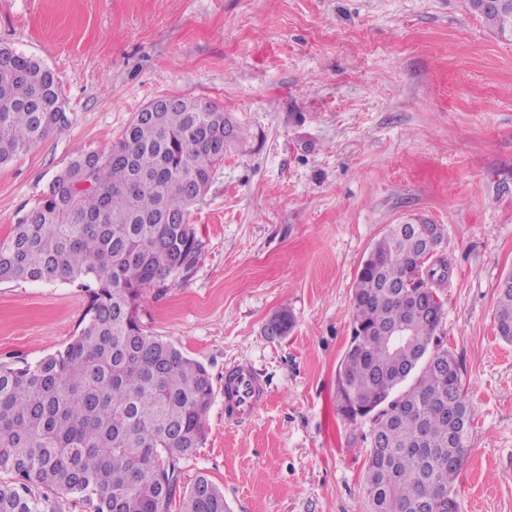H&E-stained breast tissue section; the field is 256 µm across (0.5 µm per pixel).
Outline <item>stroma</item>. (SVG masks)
<instances>
[{"instance_id":"obj_1","label":"stroma","mask_w":512,"mask_h":512,"mask_svg":"<svg viewBox=\"0 0 512 512\" xmlns=\"http://www.w3.org/2000/svg\"><path fill=\"white\" fill-rule=\"evenodd\" d=\"M0 45L57 75L71 120L0 165V237L78 151L107 153L162 95H204L253 135L225 153L190 221L188 276L146 288L147 332L212 374L207 475L231 512H365L371 422L337 415L358 267L387 225H445L440 334L474 413L460 512H512V343L495 322L512 273V42L463 0H0ZM77 283L0 282V362L63 349ZM288 335L268 336L281 308ZM244 363L267 402L224 418V371Z\"/></svg>"}]
</instances>
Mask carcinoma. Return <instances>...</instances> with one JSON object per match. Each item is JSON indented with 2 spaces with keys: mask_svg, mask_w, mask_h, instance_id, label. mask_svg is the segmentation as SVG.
I'll return each mask as SVG.
<instances>
[{
  "mask_svg": "<svg viewBox=\"0 0 512 512\" xmlns=\"http://www.w3.org/2000/svg\"><path fill=\"white\" fill-rule=\"evenodd\" d=\"M512 34V9L482 10ZM69 123L56 74L0 46V164ZM250 132L216 102L174 95L135 113L108 153L79 151L30 216L0 237V281L79 282L83 325L62 349L23 367L0 363V512H59L71 496L89 512H230L205 474L180 489L184 464L203 447L213 378L201 362L148 334L139 302L149 286L188 273L202 248L190 208L209 187L224 150ZM417 281L405 283L407 269ZM447 277L442 258L391 224L354 282L350 341L336 378V411L373 423L363 474L366 512H460L456 481L470 433L443 410L473 414L456 356L428 320L424 299ZM498 335L512 342V288L499 292ZM270 323L286 336L294 316Z\"/></svg>",
  "mask_w": 512,
  "mask_h": 512,
  "instance_id": "1",
  "label": "carcinoma"
}]
</instances>
